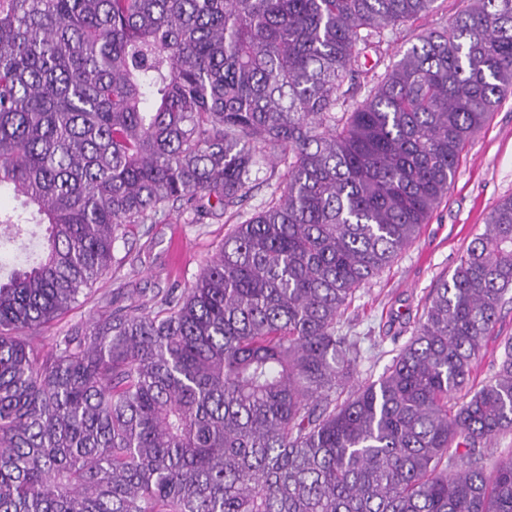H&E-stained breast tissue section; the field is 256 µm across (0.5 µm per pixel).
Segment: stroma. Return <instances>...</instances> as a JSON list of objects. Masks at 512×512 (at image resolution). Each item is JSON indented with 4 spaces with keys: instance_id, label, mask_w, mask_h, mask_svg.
<instances>
[{
    "instance_id": "35a3bbf8",
    "label": "stroma",
    "mask_w": 512,
    "mask_h": 512,
    "mask_svg": "<svg viewBox=\"0 0 512 512\" xmlns=\"http://www.w3.org/2000/svg\"><path fill=\"white\" fill-rule=\"evenodd\" d=\"M464 6L463 0H435L430 13L388 35L383 56L368 55L367 66L384 72L428 30L439 29ZM512 194V96L502 100L490 123L462 153L447 197L423 225L419 237L390 269L360 290L345 326L360 339L362 378L377 379L422 314L437 280L452 274L460 255L480 233L492 206ZM233 225L229 216L194 224L189 213H171L163 223L133 227L114 250L111 273L85 301L62 315L50 333L98 319L109 305L133 302L153 307L163 296L189 287L217 253Z\"/></svg>"
}]
</instances>
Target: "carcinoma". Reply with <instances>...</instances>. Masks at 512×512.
Segmentation results:
<instances>
[{
	"label": "carcinoma",
	"mask_w": 512,
	"mask_h": 512,
	"mask_svg": "<svg viewBox=\"0 0 512 512\" xmlns=\"http://www.w3.org/2000/svg\"><path fill=\"white\" fill-rule=\"evenodd\" d=\"M434 2L0 0V251L45 225L0 279V512H512V454L485 465L512 338L470 387L512 302V196L377 379L351 385L340 326L512 93V0L355 67ZM177 210L237 219L191 286L45 347L127 228ZM501 315V322L497 325V329L501 333L500 337L488 343L475 364L473 372L475 387H479L481 382L486 381L494 374L495 365L500 362L504 353V340L512 337V304H506Z\"/></svg>",
	"instance_id": "cac0c4a2"
}]
</instances>
